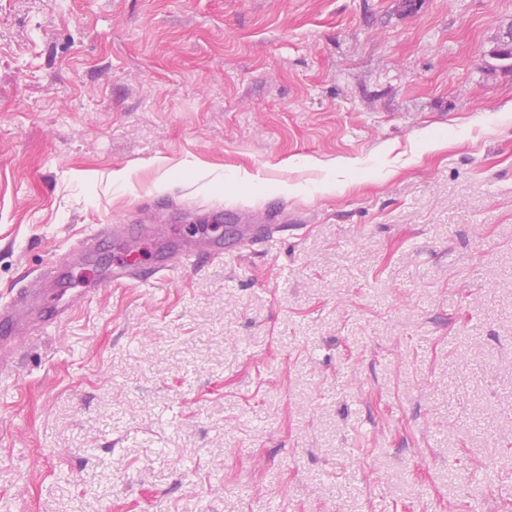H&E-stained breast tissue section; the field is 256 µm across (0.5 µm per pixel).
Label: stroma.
<instances>
[{
    "mask_svg": "<svg viewBox=\"0 0 512 512\" xmlns=\"http://www.w3.org/2000/svg\"><path fill=\"white\" fill-rule=\"evenodd\" d=\"M512 0H0V512H512ZM165 196L170 241L79 245ZM297 219L210 259L225 205ZM179 256L176 251L169 252L159 266L151 268L148 271L135 269V262L130 260L127 262V268L122 272H112V282L128 279L131 280L134 276L141 282H149L156 279L157 275L163 271H171ZM62 294H53L50 300L40 301L31 300L21 293L13 296V301L9 306H0V374L10 372L12 365L6 364L1 356L2 348H6L16 337L17 334V318L16 313L20 309L36 306L40 316L49 317L55 321L64 319L71 312L69 305L61 303ZM37 303V305H36Z\"/></svg>",
    "mask_w": 512,
    "mask_h": 512,
    "instance_id": "1",
    "label": "stroma"
}]
</instances>
